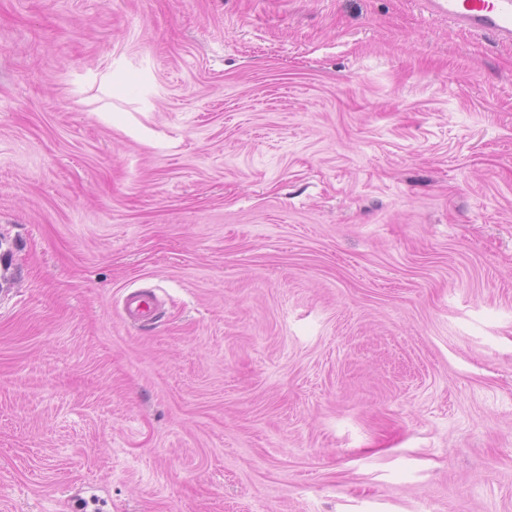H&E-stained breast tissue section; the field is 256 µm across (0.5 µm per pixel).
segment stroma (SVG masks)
<instances>
[{
    "mask_svg": "<svg viewBox=\"0 0 512 512\" xmlns=\"http://www.w3.org/2000/svg\"><path fill=\"white\" fill-rule=\"evenodd\" d=\"M0 279V512H512V47L419 0H0ZM159 300L152 291H135L127 295L124 301L125 314L133 321L146 322L158 313Z\"/></svg>",
    "mask_w": 512,
    "mask_h": 512,
    "instance_id": "stroma-1",
    "label": "stroma"
}]
</instances>
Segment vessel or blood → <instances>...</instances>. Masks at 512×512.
Masks as SVG:
<instances>
[{
	"instance_id": "1",
	"label": "vessel or blood",
	"mask_w": 512,
	"mask_h": 512,
	"mask_svg": "<svg viewBox=\"0 0 512 512\" xmlns=\"http://www.w3.org/2000/svg\"><path fill=\"white\" fill-rule=\"evenodd\" d=\"M431 16L468 34H488L498 43L512 45V0H422ZM159 300L151 291L127 295L124 311L133 321L146 322L158 313Z\"/></svg>"
}]
</instances>
